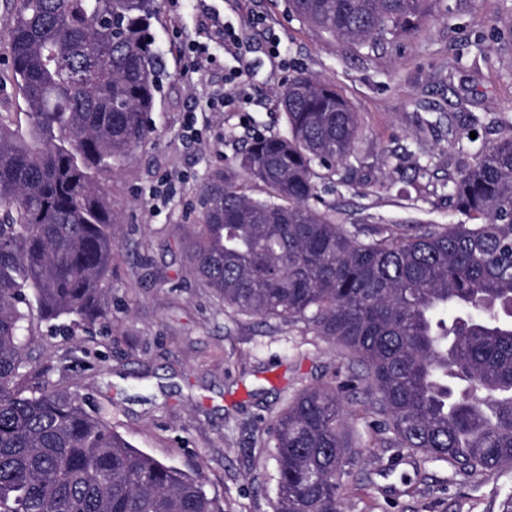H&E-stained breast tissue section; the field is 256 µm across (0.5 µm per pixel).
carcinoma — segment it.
I'll use <instances>...</instances> for the list:
<instances>
[{"label": "carcinoma", "mask_w": 512, "mask_h": 512, "mask_svg": "<svg viewBox=\"0 0 512 512\" xmlns=\"http://www.w3.org/2000/svg\"><path fill=\"white\" fill-rule=\"evenodd\" d=\"M431 0H286L288 12L371 51L413 31ZM11 79L28 136L0 114V512H224L190 471L133 447L100 410L35 370L30 316L94 327L108 314L118 214L99 174L152 131L157 0H13ZM282 134L254 138L202 189L181 242L201 285L258 319L288 318L365 367L394 444L467 477L512 469V128L448 178L458 224L384 235L336 223L318 183L346 179L359 114L299 72ZM262 183L253 198L237 174ZM368 233L369 239L361 238ZM343 397L308 389L276 423L274 512H339L360 457Z\"/></svg>", "instance_id": "cac0c4a2"}]
</instances>
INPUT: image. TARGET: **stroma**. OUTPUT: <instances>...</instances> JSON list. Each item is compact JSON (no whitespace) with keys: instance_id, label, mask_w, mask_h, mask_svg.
Returning <instances> with one entry per match:
<instances>
[{"instance_id":"obj_1","label":"stroma","mask_w":512,"mask_h":512,"mask_svg":"<svg viewBox=\"0 0 512 512\" xmlns=\"http://www.w3.org/2000/svg\"><path fill=\"white\" fill-rule=\"evenodd\" d=\"M229 25L243 39L238 61L224 48ZM152 33L165 71L152 132L102 178L121 214L107 322L89 336L34 322L38 367L134 447L194 470L224 512H273L275 422L317 385L344 387L343 430L361 452L339 477L342 512H503L512 471L467 478L390 445L374 393L346 387L363 365L305 323L226 308L180 241L208 179L251 138L284 132L278 93L299 71L335 84L360 115L351 180L319 185L337 223L397 234L457 223L448 177L471 162L458 139L489 145L512 127V0H432L416 30L369 54L285 0H160ZM203 39L198 72L189 49ZM441 112L449 123L436 124Z\"/></svg>"}]
</instances>
